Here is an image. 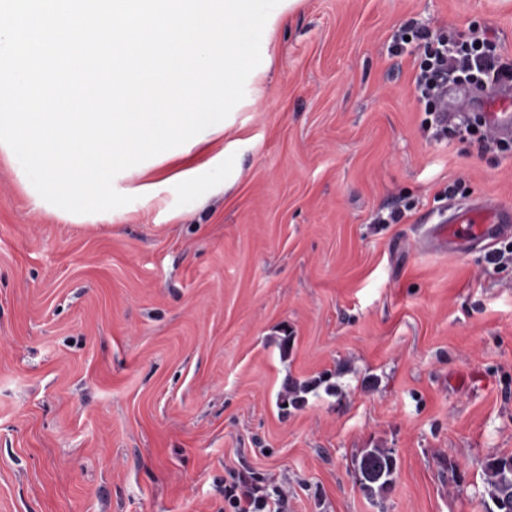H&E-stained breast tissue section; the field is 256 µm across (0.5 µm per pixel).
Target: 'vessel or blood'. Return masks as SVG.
<instances>
[{"instance_id": "b4317fda", "label": "vessel or blood", "mask_w": 512, "mask_h": 512, "mask_svg": "<svg viewBox=\"0 0 512 512\" xmlns=\"http://www.w3.org/2000/svg\"><path fill=\"white\" fill-rule=\"evenodd\" d=\"M475 103L478 102L473 94L460 86L443 91L437 101V110L445 119L470 112ZM480 103L486 128L496 137L511 138L512 89L494 94ZM508 236H512V208L487 203L456 208L450 223L436 225L429 231L431 241L448 244L459 252Z\"/></svg>"}]
</instances>
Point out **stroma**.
Returning a JSON list of instances; mask_svg holds the SVG:
<instances>
[{"label": "stroma", "instance_id": "1", "mask_svg": "<svg viewBox=\"0 0 512 512\" xmlns=\"http://www.w3.org/2000/svg\"><path fill=\"white\" fill-rule=\"evenodd\" d=\"M409 23L512 59V0H298L223 134L163 165L223 153V189L174 180L76 224L0 159V512H224L243 467L288 512H488L512 265L424 232L452 203L512 206V149L426 128L425 46L392 51ZM368 448L396 459L375 496ZM396 461L387 448H368L356 460L361 487L370 494L383 493L391 484Z\"/></svg>", "mask_w": 512, "mask_h": 512}]
</instances>
